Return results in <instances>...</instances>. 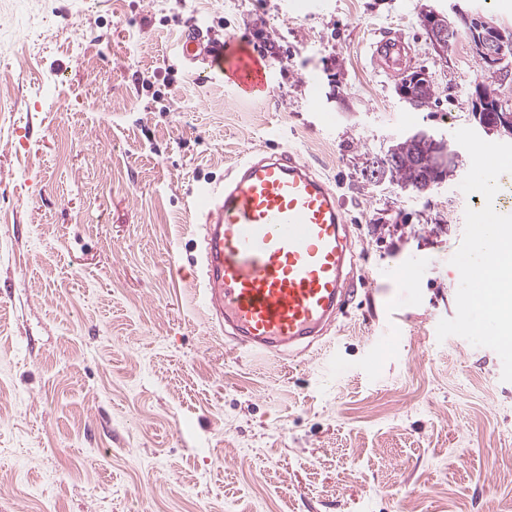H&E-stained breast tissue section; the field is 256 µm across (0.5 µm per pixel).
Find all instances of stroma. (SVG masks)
<instances>
[{
  "instance_id": "1",
  "label": "stroma",
  "mask_w": 512,
  "mask_h": 512,
  "mask_svg": "<svg viewBox=\"0 0 512 512\" xmlns=\"http://www.w3.org/2000/svg\"><path fill=\"white\" fill-rule=\"evenodd\" d=\"M432 6L0 0V512H512V382L436 334L475 206L454 134L485 74L466 36L436 57ZM188 26L260 47L269 91L200 82ZM386 36L435 105L375 67ZM418 129L456 149L454 177L366 183ZM284 148L337 193L357 290L320 342L258 360L197 303L192 198ZM420 71H410L417 73L414 82L420 78L426 77V75L421 73ZM410 89L412 91L411 93L407 89H398V94L401 100L406 104L414 106L415 103V109H420L422 107L428 106L435 95V87L433 81L430 79L429 76L428 79H422L420 81H417L415 84L411 85ZM413 98L415 99V102Z\"/></svg>"
}]
</instances>
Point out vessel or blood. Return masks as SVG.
I'll return each instance as SVG.
<instances>
[{"instance_id":"vessel-or-blood-1","label":"vessel or blood","mask_w":512,"mask_h":512,"mask_svg":"<svg viewBox=\"0 0 512 512\" xmlns=\"http://www.w3.org/2000/svg\"><path fill=\"white\" fill-rule=\"evenodd\" d=\"M183 60L209 61L201 80L222 76L239 97L264 94L270 68L260 51L236 42L217 46L195 28L179 42ZM373 58L396 74L401 44L383 40ZM194 209L204 219L199 301L219 311L255 356L317 336L353 282L349 227L336 193L298 152L239 164L224 185L201 187Z\"/></svg>"}]
</instances>
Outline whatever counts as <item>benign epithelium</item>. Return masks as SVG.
<instances>
[{
	"mask_svg": "<svg viewBox=\"0 0 512 512\" xmlns=\"http://www.w3.org/2000/svg\"><path fill=\"white\" fill-rule=\"evenodd\" d=\"M455 21L446 22L445 14L432 8L429 20L436 24V36L433 37V47L444 55L447 52L448 34L456 29L457 24L465 26L475 51L484 59L483 70L487 74H495L499 65V59L504 45L508 43L505 30L488 20L483 15H473L453 7ZM474 119L478 121L481 130L488 136L512 137V113L505 111L498 114L494 120L481 119V114H476Z\"/></svg>",
	"mask_w": 512,
	"mask_h": 512,
	"instance_id": "benign-epithelium-1",
	"label": "benign epithelium"
}]
</instances>
